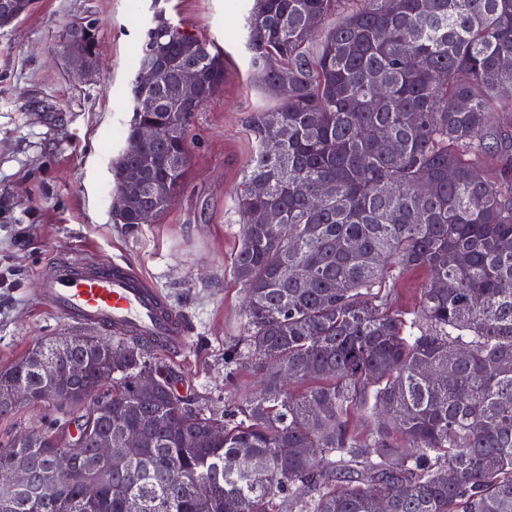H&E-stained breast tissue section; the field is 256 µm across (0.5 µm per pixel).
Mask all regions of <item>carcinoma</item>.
Listing matches in <instances>:
<instances>
[{
  "instance_id": "1",
  "label": "carcinoma",
  "mask_w": 512,
  "mask_h": 512,
  "mask_svg": "<svg viewBox=\"0 0 512 512\" xmlns=\"http://www.w3.org/2000/svg\"><path fill=\"white\" fill-rule=\"evenodd\" d=\"M243 31L276 106L257 113L237 198L245 308L224 369L231 380L250 367L260 388L227 406L190 400L137 337L41 345L0 372V414L75 361L87 408L59 394L45 428L0 448V475L27 468L58 484L53 503L21 491L0 512H377L381 500L389 512H512V0H250ZM188 67L200 73L190 98ZM227 79L219 49L153 11L125 135L176 133L146 147L155 162L139 185L122 172L140 156L112 162L129 231L144 207L162 215L175 201L187 128ZM393 267L429 274L412 318L387 307ZM145 370L162 391H139ZM92 412L112 462L95 457ZM127 431L142 437L135 456L120 448ZM60 448L77 460L64 481ZM173 465L179 486L164 480Z\"/></svg>"
}]
</instances>
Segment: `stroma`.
I'll use <instances>...</instances> for the list:
<instances>
[{
    "label": "stroma",
    "mask_w": 512,
    "mask_h": 512,
    "mask_svg": "<svg viewBox=\"0 0 512 512\" xmlns=\"http://www.w3.org/2000/svg\"><path fill=\"white\" fill-rule=\"evenodd\" d=\"M151 0H33L0 28V371L34 347L71 336H113L53 313L39 276L58 258L127 262L183 314L189 346L161 353L185 388L215 400H241L257 388L252 369L224 378V345L239 335L243 286L232 270L241 225L236 194L255 145L256 112L272 99L256 82L243 46L248 0H168L183 30L224 52L231 77L196 112L183 187L153 224L128 231L111 209L112 160L126 146L132 118L130 60ZM98 24L97 65L77 75L69 60L71 26ZM429 281L422 269L393 270L389 304L416 311ZM52 402L27 403L0 417V444L38 428Z\"/></svg>",
    "instance_id": "35a3bbf8"
}]
</instances>
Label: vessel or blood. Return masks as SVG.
Masks as SVG:
<instances>
[{
	"instance_id": "vessel-or-blood-1",
	"label": "vessel or blood",
	"mask_w": 512,
	"mask_h": 512,
	"mask_svg": "<svg viewBox=\"0 0 512 512\" xmlns=\"http://www.w3.org/2000/svg\"><path fill=\"white\" fill-rule=\"evenodd\" d=\"M42 295L51 309L85 327L108 326L167 351H182L188 339L184 316L167 306L135 268L74 257L44 274Z\"/></svg>"
}]
</instances>
